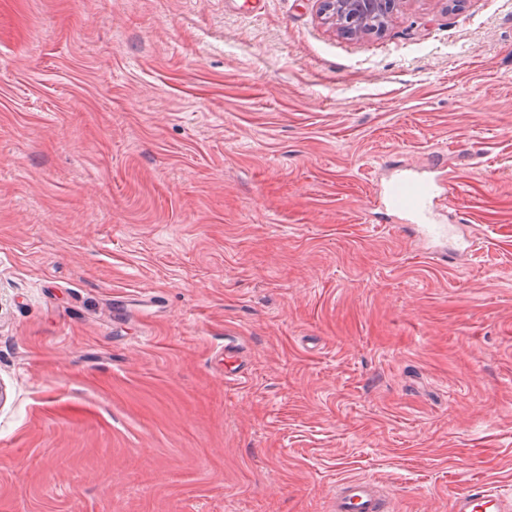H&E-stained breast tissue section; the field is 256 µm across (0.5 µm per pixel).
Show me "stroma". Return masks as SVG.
Returning a JSON list of instances; mask_svg holds the SVG:
<instances>
[{
	"instance_id": "35a3bbf8",
	"label": "stroma",
	"mask_w": 512,
	"mask_h": 512,
	"mask_svg": "<svg viewBox=\"0 0 512 512\" xmlns=\"http://www.w3.org/2000/svg\"><path fill=\"white\" fill-rule=\"evenodd\" d=\"M240 2L0 0V512L512 489V0ZM323 15L346 36L358 37L369 32L382 31L387 27L392 15L403 0H321ZM347 20L352 29L358 33L342 31V24ZM342 23V24H341ZM369 29L370 31H363ZM433 193L434 187L429 181L404 175L387 184L384 198L388 207L395 212L424 214Z\"/></svg>"
}]
</instances>
